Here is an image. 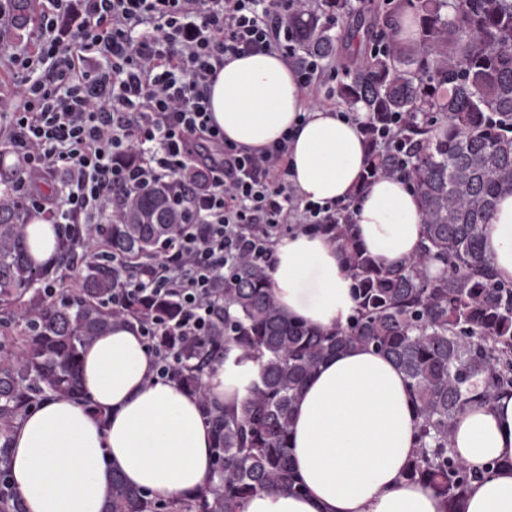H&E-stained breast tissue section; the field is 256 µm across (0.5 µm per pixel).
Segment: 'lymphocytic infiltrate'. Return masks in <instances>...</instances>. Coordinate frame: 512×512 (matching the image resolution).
<instances>
[{
  "mask_svg": "<svg viewBox=\"0 0 512 512\" xmlns=\"http://www.w3.org/2000/svg\"><path fill=\"white\" fill-rule=\"evenodd\" d=\"M33 41L11 44L13 0H0V55L17 84L0 95V129L21 168L11 181L29 212L95 255L85 227L111 223L134 195L158 183L186 220L176 241L113 294L123 305L149 292L177 298L172 328L205 335L224 317L213 297L240 258L272 266L276 229L317 230L337 207L300 204L288 179V143L261 153L225 142L208 90L225 56L279 53L305 91L338 72L300 50L289 18L312 0H47ZM203 159L197 193L180 173ZM55 179L43 192L37 178ZM165 322L141 326L145 342Z\"/></svg>",
  "mask_w": 512,
  "mask_h": 512,
  "instance_id": "f902f5d3",
  "label": "lymphocytic infiltrate"
}]
</instances>
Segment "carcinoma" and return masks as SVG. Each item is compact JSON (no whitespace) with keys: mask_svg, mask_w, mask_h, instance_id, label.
<instances>
[{"mask_svg":"<svg viewBox=\"0 0 512 512\" xmlns=\"http://www.w3.org/2000/svg\"><path fill=\"white\" fill-rule=\"evenodd\" d=\"M369 29L386 42L351 67L338 87L343 103L364 112L368 163L363 181L403 178L421 203L417 255L385 265L357 241L356 200L323 230L331 233L354 278L355 308L344 328L324 331L288 317L269 284L267 269L240 259L224 287V321L204 336L156 337L174 351L170 378L199 399L212 432L207 486L176 501L154 500L112 476L102 512H237L263 491L304 489L291 469L288 439L294 408L309 380L330 357L373 347L409 379L420 419L409 479L429 485L461 512L477 479L455 454L454 421L464 408L512 396V281L498 278L482 248L498 199L512 193V0H369ZM352 0H315L288 19L302 48L333 50L326 18L343 19ZM412 14L419 40L393 39L398 18ZM398 113L408 116L399 139L408 148L398 164L381 148L376 130ZM160 183L127 203L119 220L97 226L102 261L61 258L76 269V284L52 300L39 282L28 250L27 210L0 199V512H27L11 483L12 433L42 399H84L80 356L96 338L123 324L155 317L174 321L171 298H137L123 311L112 294L127 269H138L180 233L185 215L170 205ZM441 266L433 275L430 267ZM260 371L231 409L206 392L204 375L231 348Z\"/></svg>","mask_w":512,"mask_h":512,"instance_id":"1","label":"carcinoma"}]
</instances>
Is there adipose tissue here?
<instances>
[{
	"label": "adipose tissue",
	"instance_id": "adipose-tissue-1",
	"mask_svg": "<svg viewBox=\"0 0 512 512\" xmlns=\"http://www.w3.org/2000/svg\"><path fill=\"white\" fill-rule=\"evenodd\" d=\"M209 112L226 142L256 153L293 133L289 180L298 195L318 204L356 199L357 238L383 263L418 250L412 188L396 178L362 182L365 113L347 119L308 105L279 55L225 57L210 85ZM482 246L498 277L512 281V194L499 199ZM269 277L289 317L322 329L346 325L355 307L353 277L328 234L297 230L281 238ZM258 373V363L233 347L205 384L228 407L242 401ZM81 375L85 400L46 398L14 430L13 480L28 512H101L116 472L165 500L205 487L212 439L198 398L157 376L138 328L99 336L82 354ZM418 426L410 382L397 367L371 348L338 353L307 382L294 411L290 460L303 493L260 492L238 512H444L433 490L405 476ZM452 446L479 474L463 512H512V398L466 408ZM492 460L499 468L488 469Z\"/></svg>",
	"mask_w": 512,
	"mask_h": 512
}]
</instances>
